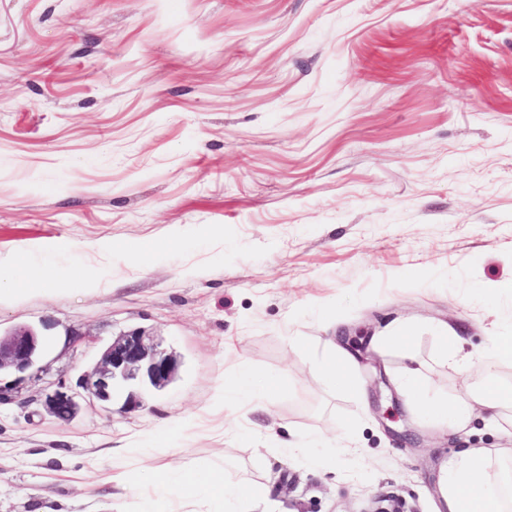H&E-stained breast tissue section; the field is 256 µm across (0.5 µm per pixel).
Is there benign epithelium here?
<instances>
[{
	"instance_id": "7a95c632",
	"label": "benign epithelium",
	"mask_w": 512,
	"mask_h": 512,
	"mask_svg": "<svg viewBox=\"0 0 512 512\" xmlns=\"http://www.w3.org/2000/svg\"><path fill=\"white\" fill-rule=\"evenodd\" d=\"M42 349L40 335L28 327L0 337V374L24 373L31 369ZM177 355L163 347L155 335L136 328L112 339L100 359L78 382V390L59 387L48 394L44 406L49 414L62 421L72 420L81 403L112 407L114 399H123L128 412L142 406L141 393L162 390L176 377Z\"/></svg>"
}]
</instances>
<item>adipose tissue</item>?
Wrapping results in <instances>:
<instances>
[{
	"instance_id": "1",
	"label": "adipose tissue",
	"mask_w": 512,
	"mask_h": 512,
	"mask_svg": "<svg viewBox=\"0 0 512 512\" xmlns=\"http://www.w3.org/2000/svg\"><path fill=\"white\" fill-rule=\"evenodd\" d=\"M511 406L512 388L491 381L477 396L475 404H468L454 411L435 404L430 406L429 412L433 416L446 419L449 427L458 428L471 419L474 411L480 410L494 417L502 408ZM444 481L447 512H506L503 494L493 490L494 485L503 483L504 478L491 466L486 456L477 453L462 455L448 466ZM155 482L169 493L189 501L204 495L214 499L234 498L240 501L253 497L250 488H230L223 476L209 473L169 469L156 476Z\"/></svg>"
}]
</instances>
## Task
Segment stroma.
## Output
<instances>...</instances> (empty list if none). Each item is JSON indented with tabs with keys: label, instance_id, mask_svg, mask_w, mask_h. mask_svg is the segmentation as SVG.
<instances>
[{
	"label": "stroma",
	"instance_id": "35a3bbf8",
	"mask_svg": "<svg viewBox=\"0 0 512 512\" xmlns=\"http://www.w3.org/2000/svg\"><path fill=\"white\" fill-rule=\"evenodd\" d=\"M22 264L0 336L43 352L0 376V512H194L140 484L166 467L250 512H444L450 459L512 470V422L424 409L512 385V0H0V274ZM138 327L172 384L45 410ZM331 342L355 392L316 369ZM246 362L268 412L224 394ZM428 411L433 416L446 419L448 421L449 427L459 428L471 419L472 415L474 414L475 407L468 403L461 409L448 412L447 408L435 404L431 405L428 408ZM156 485L163 486L169 494L178 498L196 501L202 495L214 499H224V504L232 498L239 501L253 499L254 493L249 487L232 489L224 482V475L213 476L211 473H192L180 469H168L162 475H153Z\"/></svg>",
	"mask_w": 512,
	"mask_h": 512
}]
</instances>
